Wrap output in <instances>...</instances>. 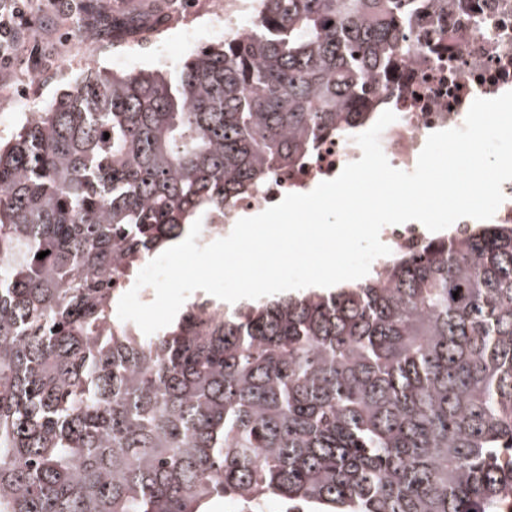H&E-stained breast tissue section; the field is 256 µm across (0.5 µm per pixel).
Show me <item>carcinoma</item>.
<instances>
[{"label": "carcinoma", "mask_w": 512, "mask_h": 512, "mask_svg": "<svg viewBox=\"0 0 512 512\" xmlns=\"http://www.w3.org/2000/svg\"><path fill=\"white\" fill-rule=\"evenodd\" d=\"M414 8L254 0L250 33L90 68L0 144V512H512V226L150 336L116 312L198 215L366 122Z\"/></svg>", "instance_id": "cac0c4a2"}]
</instances>
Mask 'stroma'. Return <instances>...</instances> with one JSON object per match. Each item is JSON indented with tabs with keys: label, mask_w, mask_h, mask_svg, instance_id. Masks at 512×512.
I'll use <instances>...</instances> for the list:
<instances>
[{
	"label": "stroma",
	"mask_w": 512,
	"mask_h": 512,
	"mask_svg": "<svg viewBox=\"0 0 512 512\" xmlns=\"http://www.w3.org/2000/svg\"><path fill=\"white\" fill-rule=\"evenodd\" d=\"M188 0H34L33 31L29 45L17 55L9 77L0 76V141H6L25 122L13 97L27 96L32 108L42 109L55 92L82 77L91 67L118 73L164 67L173 69L188 57L182 31L163 23ZM81 14L96 28V44L73 38L69 21ZM164 44L167 62L149 57L140 39L144 33Z\"/></svg>",
	"instance_id": "stroma-1"
}]
</instances>
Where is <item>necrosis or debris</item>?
<instances>
[{
	"label": "necrosis or debris",
	"mask_w": 512,
	"mask_h": 512,
	"mask_svg": "<svg viewBox=\"0 0 512 512\" xmlns=\"http://www.w3.org/2000/svg\"><path fill=\"white\" fill-rule=\"evenodd\" d=\"M225 34L250 31L254 11L249 0H213L208 13ZM406 50L391 80L377 86L371 119L390 110L396 120L380 143L391 166L410 172L432 132L461 127L471 103L512 91V0H419L408 16ZM353 132L323 137L295 163L224 204L202 226L200 244L228 235L241 214L261 212L290 193H307L336 178L361 158ZM428 239L419 224L384 226L381 240L390 255L376 258L371 269L383 275L394 259L418 251Z\"/></svg>",
	"instance_id": "4bbe7bcc"
}]
</instances>
